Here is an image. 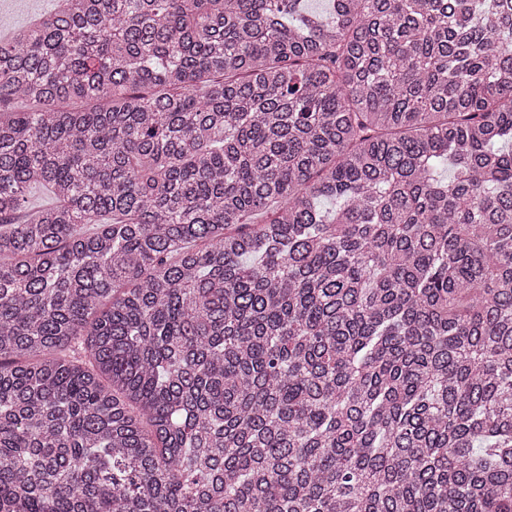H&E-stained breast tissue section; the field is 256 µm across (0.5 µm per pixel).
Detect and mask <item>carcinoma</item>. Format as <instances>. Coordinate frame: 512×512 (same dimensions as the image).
<instances>
[{
    "mask_svg": "<svg viewBox=\"0 0 512 512\" xmlns=\"http://www.w3.org/2000/svg\"><path fill=\"white\" fill-rule=\"evenodd\" d=\"M302 2L0 44V512H512V0Z\"/></svg>",
    "mask_w": 512,
    "mask_h": 512,
    "instance_id": "1",
    "label": "carcinoma"
}]
</instances>
